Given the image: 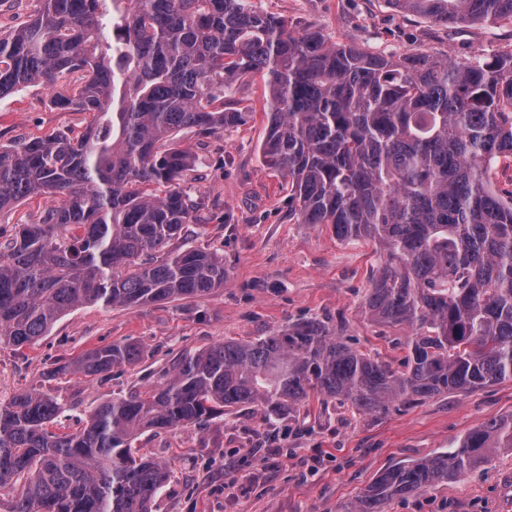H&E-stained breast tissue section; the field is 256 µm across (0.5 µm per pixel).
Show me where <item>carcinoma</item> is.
Instances as JSON below:
<instances>
[{
	"label": "carcinoma",
	"instance_id": "obj_1",
	"mask_svg": "<svg viewBox=\"0 0 512 512\" xmlns=\"http://www.w3.org/2000/svg\"><path fill=\"white\" fill-rule=\"evenodd\" d=\"M39 2L32 20L0 33V98L40 86L52 109L91 121L76 135L0 143V212L50 201L0 244V345H32L83 305L205 299L224 287V257L168 249L204 207L184 188L197 159L176 139L246 123L249 113L214 103L256 75L268 93L263 157L288 176L295 213L340 241L376 244L364 313L410 334L398 368L319 318L226 340L102 403L73 432L49 429L58 398L20 392L0 402L9 512H152L171 470L134 443L226 408L279 417L316 395L374 414L512 380V190L492 181L512 158V50L395 60L298 33L245 0ZM396 2L442 24L512 22V0ZM142 355L113 341L49 375L110 380ZM505 452L512 416L383 470L343 512H383Z\"/></svg>",
	"mask_w": 512,
	"mask_h": 512
}]
</instances>
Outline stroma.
Returning <instances> with one entry per match:
<instances>
[{
	"label": "stroma",
	"instance_id": "35a3bbf8",
	"mask_svg": "<svg viewBox=\"0 0 512 512\" xmlns=\"http://www.w3.org/2000/svg\"><path fill=\"white\" fill-rule=\"evenodd\" d=\"M286 19L293 30L312 28L331 42L353 43L394 57L430 55L465 60L512 47V24L444 25L414 15L394 0H249ZM232 98L250 115L241 126L205 140L181 133L178 142L198 158L186 185L209 202L172 248L194 247L224 257L228 278L207 299L133 308L84 305L22 350L0 347V400L32 387L60 396L65 411L53 431L82 428L113 395L156 382L181 354L227 339L251 340L312 317L341 322L357 347L396 364L405 331L369 321L362 308L380 262L368 241H338L331 225L302 224L291 214L288 179L261 155L267 107L261 81ZM85 112H59L32 87L0 98V142L57 129L83 131ZM131 340L144 349L136 364L113 370L106 382L51 375L82 350ZM512 414V381L465 394L448 393L408 410L359 414L310 399L276 422L262 409L232 410L204 426L141 437V455L166 462L171 478L156 512H340L384 469L447 450L487 420ZM385 512H512V454L501 453L459 478Z\"/></svg>",
	"mask_w": 512,
	"mask_h": 512
}]
</instances>
